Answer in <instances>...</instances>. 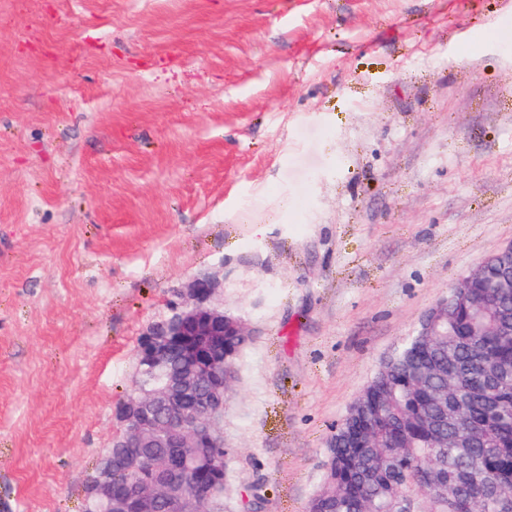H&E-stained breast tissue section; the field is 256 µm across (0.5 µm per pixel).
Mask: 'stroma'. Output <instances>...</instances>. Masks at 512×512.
Wrapping results in <instances>:
<instances>
[{
    "mask_svg": "<svg viewBox=\"0 0 512 512\" xmlns=\"http://www.w3.org/2000/svg\"><path fill=\"white\" fill-rule=\"evenodd\" d=\"M512 242V0H0V512H82L137 340L224 272V512Z\"/></svg>",
    "mask_w": 512,
    "mask_h": 512,
    "instance_id": "stroma-1",
    "label": "stroma"
}]
</instances>
